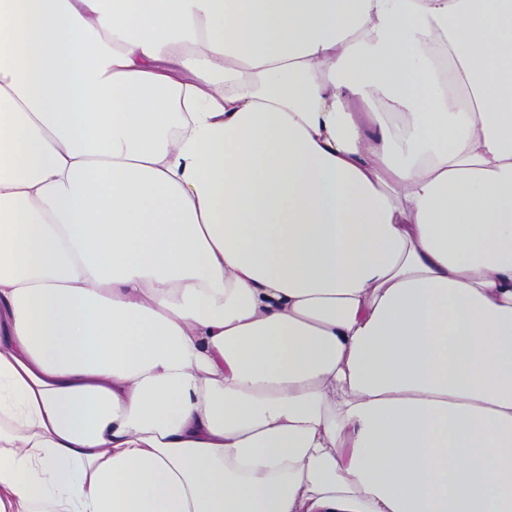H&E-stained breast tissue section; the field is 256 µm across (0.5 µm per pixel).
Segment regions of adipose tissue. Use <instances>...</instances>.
<instances>
[{"mask_svg":"<svg viewBox=\"0 0 512 512\" xmlns=\"http://www.w3.org/2000/svg\"><path fill=\"white\" fill-rule=\"evenodd\" d=\"M0 512H512V0H0Z\"/></svg>","mask_w":512,"mask_h":512,"instance_id":"obj_1","label":"adipose tissue"}]
</instances>
